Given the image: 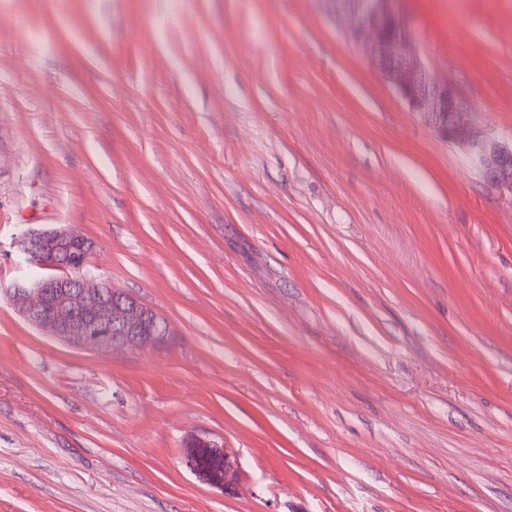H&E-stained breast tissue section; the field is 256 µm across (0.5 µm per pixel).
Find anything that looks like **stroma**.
Listing matches in <instances>:
<instances>
[{
    "instance_id": "stroma-1",
    "label": "stroma",
    "mask_w": 512,
    "mask_h": 512,
    "mask_svg": "<svg viewBox=\"0 0 512 512\" xmlns=\"http://www.w3.org/2000/svg\"><path fill=\"white\" fill-rule=\"evenodd\" d=\"M398 7L511 141L512 0ZM59 224L165 344L22 319ZM0 512H512V195L328 0H0ZM186 454L192 470L210 486L224 491L234 484L235 465L223 445L210 440L190 439L186 444ZM212 462L220 464V469H215Z\"/></svg>"
}]
</instances>
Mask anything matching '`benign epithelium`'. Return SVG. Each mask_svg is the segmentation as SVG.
Here are the masks:
<instances>
[{"instance_id":"benign-epithelium-1","label":"benign epithelium","mask_w":512,"mask_h":512,"mask_svg":"<svg viewBox=\"0 0 512 512\" xmlns=\"http://www.w3.org/2000/svg\"><path fill=\"white\" fill-rule=\"evenodd\" d=\"M337 14L344 16L348 38L363 47L408 108L422 114L441 139L458 145L491 188L512 193V142L478 128L456 89L424 64L396 0H347ZM15 245L41 273L15 283L9 299L44 335L100 353L158 345L169 336L154 311L89 271L94 244L71 227L28 229ZM186 454L210 486L222 491L234 484L235 465L223 446L195 438Z\"/></svg>"}]
</instances>
